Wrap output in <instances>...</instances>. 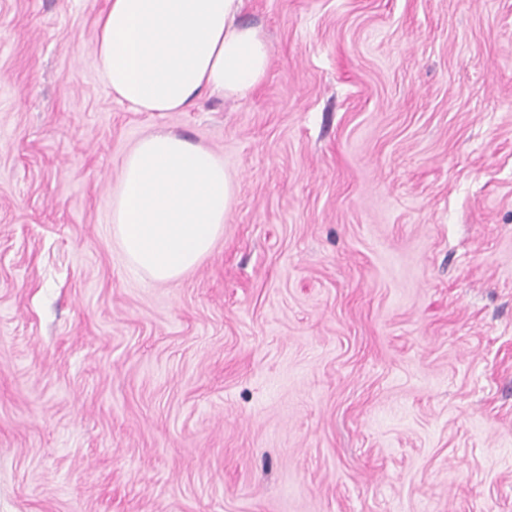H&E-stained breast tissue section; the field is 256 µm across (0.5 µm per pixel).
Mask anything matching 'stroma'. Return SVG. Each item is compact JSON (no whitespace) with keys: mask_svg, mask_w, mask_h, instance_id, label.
Listing matches in <instances>:
<instances>
[{"mask_svg":"<svg viewBox=\"0 0 512 512\" xmlns=\"http://www.w3.org/2000/svg\"><path fill=\"white\" fill-rule=\"evenodd\" d=\"M107 0H0V512H512V0H245L247 96L137 112ZM222 158L181 279L123 158Z\"/></svg>","mask_w":512,"mask_h":512,"instance_id":"35a3bbf8","label":"stroma"}]
</instances>
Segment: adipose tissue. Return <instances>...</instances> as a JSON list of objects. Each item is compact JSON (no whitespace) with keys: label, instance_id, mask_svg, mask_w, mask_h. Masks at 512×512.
I'll return each instance as SVG.
<instances>
[{"label":"adipose tissue","instance_id":"obj_1","mask_svg":"<svg viewBox=\"0 0 512 512\" xmlns=\"http://www.w3.org/2000/svg\"><path fill=\"white\" fill-rule=\"evenodd\" d=\"M245 0H107L99 18L102 82L139 112H182L206 94L247 96L271 47L244 25Z\"/></svg>","mask_w":512,"mask_h":512}]
</instances>
